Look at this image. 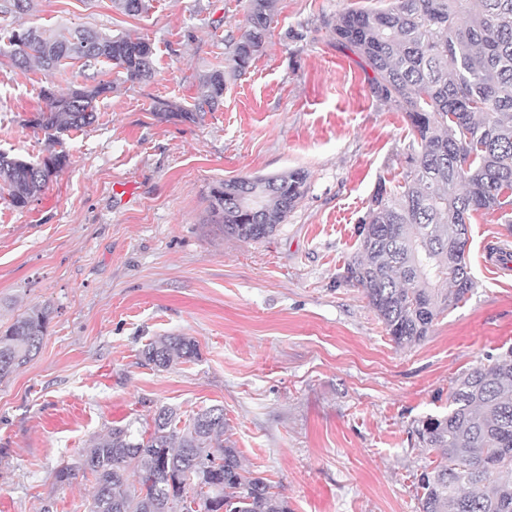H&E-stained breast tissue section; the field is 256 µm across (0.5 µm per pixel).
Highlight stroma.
<instances>
[{
  "label": "stroma",
  "instance_id": "35a3bbf8",
  "mask_svg": "<svg viewBox=\"0 0 512 512\" xmlns=\"http://www.w3.org/2000/svg\"><path fill=\"white\" fill-rule=\"evenodd\" d=\"M33 4L0 13V26L145 37L155 77L123 82L103 64L114 88L95 124L64 134L68 165L26 208L0 200V333L53 309L39 353L0 382V512H88L92 478L63 487L55 470L112 426L214 405L243 463L292 512H417L413 421L447 411L462 372L512 347V272L486 260L512 236L472 214L475 287L409 348L343 281L369 199L402 179L406 123L319 20L389 0H277L264 54L196 124L150 107L192 104L199 77L223 67L246 0H151L139 16L111 0ZM88 76L78 60L49 76L0 64V150L46 156L30 124L41 87ZM295 169L307 192L272 237L243 241L211 222L218 182ZM171 333L194 338L198 358L143 365L144 345Z\"/></svg>",
  "mask_w": 512,
  "mask_h": 512
}]
</instances>
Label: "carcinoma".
Wrapping results in <instances>:
<instances>
[{"instance_id":"carcinoma-1","label":"carcinoma","mask_w":512,"mask_h":512,"mask_svg":"<svg viewBox=\"0 0 512 512\" xmlns=\"http://www.w3.org/2000/svg\"><path fill=\"white\" fill-rule=\"evenodd\" d=\"M276 0H247L243 32L226 35V66L199 82L193 108L164 99L152 112L195 123L218 108L228 78L259 58L276 18ZM127 16L147 0H112ZM336 47L357 56L371 92L404 114L407 170L398 191L380 185L358 225L357 248L342 278L360 288L399 347L424 341L435 320L475 288L465 259L467 220L498 214L512 235V0H390L386 9H344L322 20ZM0 57L21 71L49 75L70 59L106 60L131 82L154 78V47L141 37L87 29L52 34L37 27L0 29ZM103 79L65 95L40 91L31 125L59 146L40 161L0 152V192L18 209L37 201L68 163L60 135L93 125ZM307 173L227 179L208 196L212 222L230 237L275 234L303 198ZM50 305L33 308L0 334V382L40 351ZM198 356L195 340L170 334L148 343L142 362L166 369ZM162 407L152 425H117L56 483L92 475L90 512H291L288 500L244 468L224 440V409H203L183 428ZM428 460L414 474L419 512H512V349L462 373L448 412L428 414L411 431Z\"/></svg>"}]
</instances>
